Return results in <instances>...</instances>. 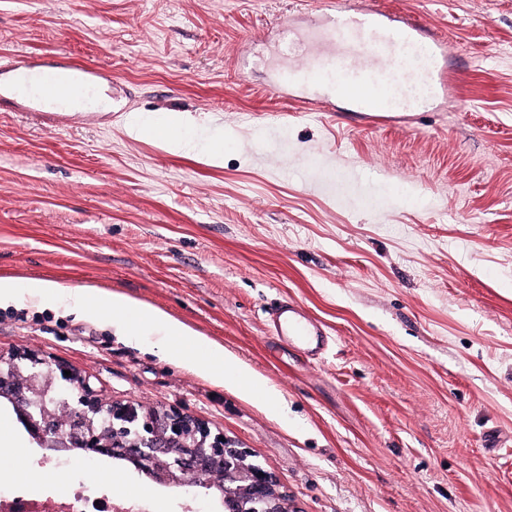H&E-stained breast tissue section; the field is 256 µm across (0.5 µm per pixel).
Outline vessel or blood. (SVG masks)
<instances>
[{
  "label": "vessel or blood",
  "instance_id": "b4317fda",
  "mask_svg": "<svg viewBox=\"0 0 512 512\" xmlns=\"http://www.w3.org/2000/svg\"><path fill=\"white\" fill-rule=\"evenodd\" d=\"M422 32L421 22L393 25L378 10L356 14L337 10L335 20L318 36L326 51L314 55L303 68L289 71L283 83L325 86L350 101L366 122L387 121L389 113L410 106L428 82L429 75L422 67L407 64V52L421 45ZM421 47L423 54L432 56L442 51L443 44L436 41ZM102 76L100 70L80 67L75 79L65 85L49 66L41 76L37 97L51 100L82 94ZM265 319L271 336L294 339L307 352L320 353L329 344L324 325L309 320L291 298L273 299L265 309Z\"/></svg>",
  "mask_w": 512,
  "mask_h": 512
}]
</instances>
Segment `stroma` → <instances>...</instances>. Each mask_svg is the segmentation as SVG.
<instances>
[{
	"label": "stroma",
	"mask_w": 512,
	"mask_h": 512,
	"mask_svg": "<svg viewBox=\"0 0 512 512\" xmlns=\"http://www.w3.org/2000/svg\"><path fill=\"white\" fill-rule=\"evenodd\" d=\"M334 6L446 39L413 128L281 87ZM20 60L101 70L112 109L0 112V278L150 303L286 410L51 304L1 306L0 353L195 416L292 512H512V0H0V72ZM133 112L223 130V163L131 138ZM281 295L325 324L320 358L267 335ZM106 470L155 512L189 496L107 458L74 475Z\"/></svg>",
	"instance_id": "stroma-1"
}]
</instances>
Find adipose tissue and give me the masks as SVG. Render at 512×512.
<instances>
[{
  "label": "adipose tissue",
  "mask_w": 512,
  "mask_h": 512,
  "mask_svg": "<svg viewBox=\"0 0 512 512\" xmlns=\"http://www.w3.org/2000/svg\"><path fill=\"white\" fill-rule=\"evenodd\" d=\"M197 126L196 119L187 114L156 118L136 112L126 123L130 136L159 140L175 153L196 148ZM23 295L33 302H58L74 315L105 322L114 328L117 337L129 342L135 341L142 327H150L157 335L155 347L158 353L204 372L219 384L223 383L225 372H232L243 394H251L258 383L256 374L237 362L222 344L198 334L147 303L99 288H68L41 279L30 280L21 286L12 279L0 278V305L15 302Z\"/></svg>",
  "instance_id": "obj_1"
}]
</instances>
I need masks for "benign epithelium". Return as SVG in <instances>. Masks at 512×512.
Segmentation results:
<instances>
[{
    "instance_id": "7a95c632",
    "label": "benign epithelium",
    "mask_w": 512,
    "mask_h": 512,
    "mask_svg": "<svg viewBox=\"0 0 512 512\" xmlns=\"http://www.w3.org/2000/svg\"><path fill=\"white\" fill-rule=\"evenodd\" d=\"M40 361L26 354L9 359L0 356V393L19 404L23 417L37 440L53 446L65 436L51 430L46 418L31 409V396L41 381L76 390L72 422L87 433L94 451L118 447L141 464L139 471L161 483L216 490L236 512H289L288 496L276 478L249 461L250 453L214 434L194 416L178 410H141L134 405L107 403L81 383L66 376L62 365L43 372ZM103 420L107 431H96Z\"/></svg>"
}]
</instances>
